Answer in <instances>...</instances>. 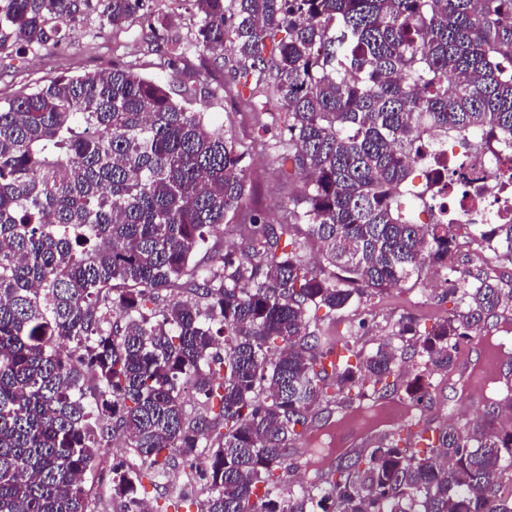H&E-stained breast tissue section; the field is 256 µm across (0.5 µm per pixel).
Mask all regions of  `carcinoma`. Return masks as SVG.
<instances>
[{
    "label": "carcinoma",
    "instance_id": "obj_1",
    "mask_svg": "<svg viewBox=\"0 0 512 512\" xmlns=\"http://www.w3.org/2000/svg\"><path fill=\"white\" fill-rule=\"evenodd\" d=\"M206 2L186 37L157 46L163 64L231 43L224 97L277 98L280 112L254 107L282 126L270 149L304 193L282 224L249 209V148L193 111L191 90L178 100L130 62L0 97V512H107L88 483L116 436L139 460L112 465L123 512H142L143 480L180 461L183 488L150 512H512L506 386L422 448L363 422L362 447L322 449L314 480L280 494L318 412L338 427L378 416L416 359L398 398L411 416L512 305V287L448 265L512 264V224L421 223L405 195L424 137L478 139L492 157L512 139V0ZM145 3L0 0V52L55 46L77 18L126 30ZM240 213L241 243L193 263ZM430 268L452 283L436 333L403 317L373 345L365 321L347 336L312 325Z\"/></svg>",
    "mask_w": 512,
    "mask_h": 512
}]
</instances>
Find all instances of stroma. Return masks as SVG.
<instances>
[{
    "label": "stroma",
    "instance_id": "stroma-1",
    "mask_svg": "<svg viewBox=\"0 0 512 512\" xmlns=\"http://www.w3.org/2000/svg\"><path fill=\"white\" fill-rule=\"evenodd\" d=\"M149 8L154 18L163 21V33L169 37L185 35L198 19L192 0H150ZM118 55L136 62L143 75L171 84L178 91L206 80L210 91L197 95L193 109L206 112L213 123L224 127L240 142L273 140L281 133L279 127L263 129L254 124L251 101L226 99L216 94V87L230 78L229 71L222 65H210L202 77L190 70L175 73L161 66L159 55L146 43L137 23L127 31L114 34L107 29L99 30L96 20L87 19L64 27L60 42L50 49L25 55L11 51L0 53V95L32 88L59 76L111 67ZM292 168V162L274 153L256 152L251 156V202L267 214L271 223L286 221L288 208L300 193L299 181L290 175ZM448 309L443 288L423 280L417 285L407 284L372 297L363 305L344 312L341 321L324 320L320 327L326 334L342 336L364 319L373 323L372 334L379 337L387 335L390 326L403 316L415 317L422 327H436L447 316ZM457 377L454 371L434 376L432 401L424 411L426 420L438 425L446 423L457 410L474 414L483 410L485 393H462Z\"/></svg>",
    "mask_w": 512,
    "mask_h": 512
}]
</instances>
